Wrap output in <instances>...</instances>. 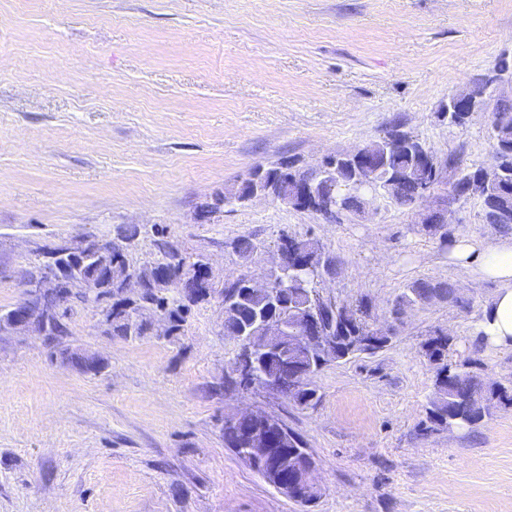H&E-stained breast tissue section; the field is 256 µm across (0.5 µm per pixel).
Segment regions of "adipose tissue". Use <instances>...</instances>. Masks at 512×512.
Returning <instances> with one entry per match:
<instances>
[{"mask_svg": "<svg viewBox=\"0 0 512 512\" xmlns=\"http://www.w3.org/2000/svg\"><path fill=\"white\" fill-rule=\"evenodd\" d=\"M449 256L454 265L475 279L497 284L498 291L479 328L487 341L512 345V240L484 245L459 237L454 240Z\"/></svg>", "mask_w": 512, "mask_h": 512, "instance_id": "adipose-tissue-1", "label": "adipose tissue"}]
</instances>
